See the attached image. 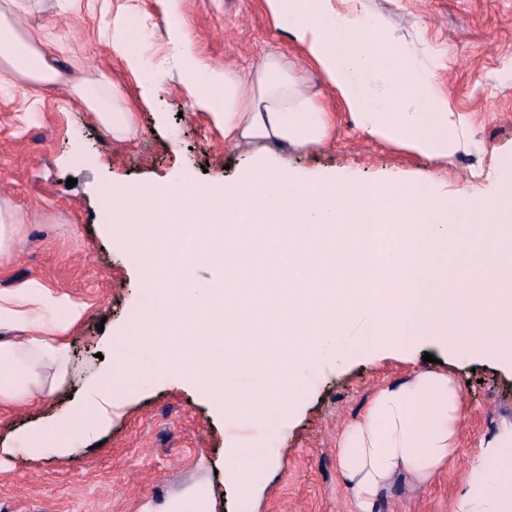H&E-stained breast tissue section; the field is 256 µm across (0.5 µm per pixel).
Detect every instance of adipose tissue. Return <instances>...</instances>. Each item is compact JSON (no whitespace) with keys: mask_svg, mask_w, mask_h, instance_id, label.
I'll return each instance as SVG.
<instances>
[{"mask_svg":"<svg viewBox=\"0 0 512 512\" xmlns=\"http://www.w3.org/2000/svg\"><path fill=\"white\" fill-rule=\"evenodd\" d=\"M31 0H0V88L25 83L39 95L60 83L56 38L41 29H20L19 15ZM274 24H287L308 63L332 86L337 98L369 139L428 160L445 161L464 145L466 135L433 75L420 72L404 45L383 32L381 19L335 0H261ZM123 33L112 52L133 78H140L144 55L129 13L115 16ZM172 50L190 78L185 83L195 109L211 113L226 141L260 140L276 147L306 148L325 143L336 128L335 113L303 89V78L278 55H266L247 75L212 72L192 80L196 62L189 41L171 39ZM380 77L382 95L370 80ZM83 104L113 138H127L132 112L116 95L89 85L76 90ZM53 300L39 286L21 282L0 291V403H20L34 394L52 395L68 376L67 333L82 314L72 305L52 319ZM465 403L448 374L423 365L407 379L382 385L362 416L337 436V470L353 512H378L398 478L423 484L452 460ZM512 423L479 441L475 460L452 512H512ZM255 449L229 447L225 474L240 494L253 495Z\"/></svg>","mask_w":512,"mask_h":512,"instance_id":"ef3b65f1","label":"adipose tissue"}]
</instances>
